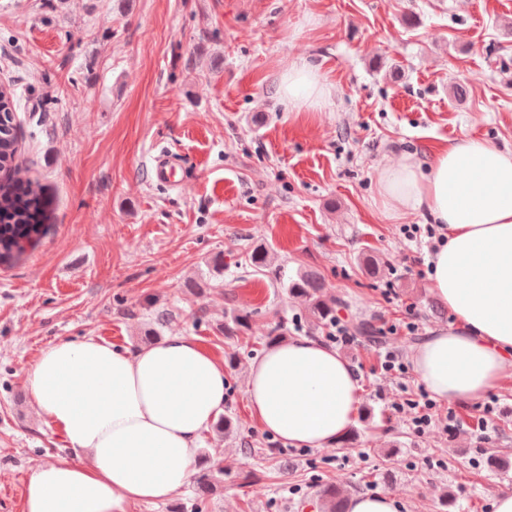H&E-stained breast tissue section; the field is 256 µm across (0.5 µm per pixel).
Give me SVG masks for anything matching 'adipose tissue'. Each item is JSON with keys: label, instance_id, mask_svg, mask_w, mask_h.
Returning a JSON list of instances; mask_svg holds the SVG:
<instances>
[{"label": "adipose tissue", "instance_id": "1", "mask_svg": "<svg viewBox=\"0 0 512 512\" xmlns=\"http://www.w3.org/2000/svg\"><path fill=\"white\" fill-rule=\"evenodd\" d=\"M280 89L297 109H319L330 97L302 61ZM377 187L387 219L426 211L443 238L428 257L430 289L454 326L417 345L414 372L437 399L478 400L512 365V150L464 136L427 165L398 158L379 171ZM27 388L69 451L33 469L23 512H129L190 482L200 435L224 411L228 376L191 336L135 350L87 337L42 349ZM360 389L350 363L309 337L271 346L245 382L262 430L300 448L334 445L353 421Z\"/></svg>", "mask_w": 512, "mask_h": 512}]
</instances>
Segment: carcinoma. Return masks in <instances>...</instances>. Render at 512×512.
I'll return each mask as SVG.
<instances>
[{
  "label": "carcinoma",
  "instance_id": "carcinoma-1",
  "mask_svg": "<svg viewBox=\"0 0 512 512\" xmlns=\"http://www.w3.org/2000/svg\"><path fill=\"white\" fill-rule=\"evenodd\" d=\"M16 101L10 91L0 93V266L9 267L19 257L22 244L37 241L46 232L49 200L31 184L28 167L19 161ZM291 296L303 297L316 325H325L336 316V298L324 293V282L313 272L300 271L282 283ZM249 315L238 311L224 318V336L233 337L248 328ZM353 332L375 345L381 343L373 326L359 321L351 325ZM224 485V467L209 455H200L194 478V512H203L206 499ZM324 512H342L341 492L334 484L319 489Z\"/></svg>",
  "mask_w": 512,
  "mask_h": 512
}]
</instances>
